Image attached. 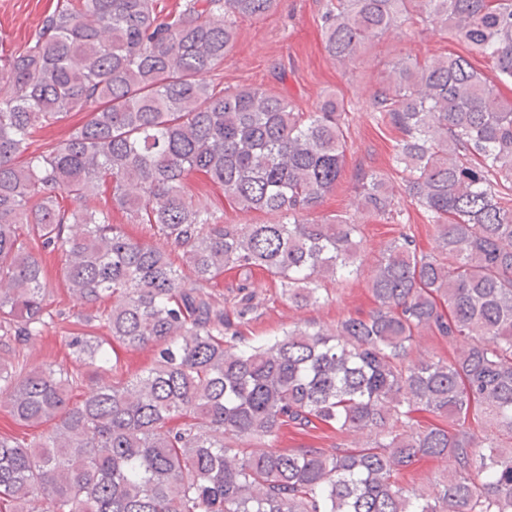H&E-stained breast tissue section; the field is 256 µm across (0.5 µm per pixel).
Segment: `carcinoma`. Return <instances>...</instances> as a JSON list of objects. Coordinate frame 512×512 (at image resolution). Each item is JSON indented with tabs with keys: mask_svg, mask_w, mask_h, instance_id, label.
<instances>
[{
	"mask_svg": "<svg viewBox=\"0 0 512 512\" xmlns=\"http://www.w3.org/2000/svg\"><path fill=\"white\" fill-rule=\"evenodd\" d=\"M275 5L58 0L27 49L0 64V403L23 426L55 421L29 441L0 435V512H33L38 497L45 512H512V98L498 88L512 86V0H330L324 47L338 63L406 24L469 50L400 59L370 101L400 133L403 193L438 253L402 232L372 270L368 313L251 343L241 327L253 295L228 310L208 291L216 279L261 269L289 302L314 306L363 251L355 220L311 218L342 177L344 99L300 112L285 96L205 79L224 65L236 18ZM472 55L493 61L498 83ZM86 110L67 138L28 153L32 134ZM193 174L242 211L288 221L226 224L187 193ZM358 194L371 216L400 213L383 174H360ZM98 196L153 242L88 208ZM54 251L69 293L88 305L65 344L110 380L22 353L66 319L45 303L40 255ZM99 321L105 339L89 332ZM423 331L453 357L414 358ZM113 341L153 345L152 366L115 376ZM286 426L367 441L273 448ZM424 457L441 472L402 486L401 470Z\"/></svg>",
	"mask_w": 512,
	"mask_h": 512,
	"instance_id": "carcinoma-1",
	"label": "carcinoma"
}]
</instances>
